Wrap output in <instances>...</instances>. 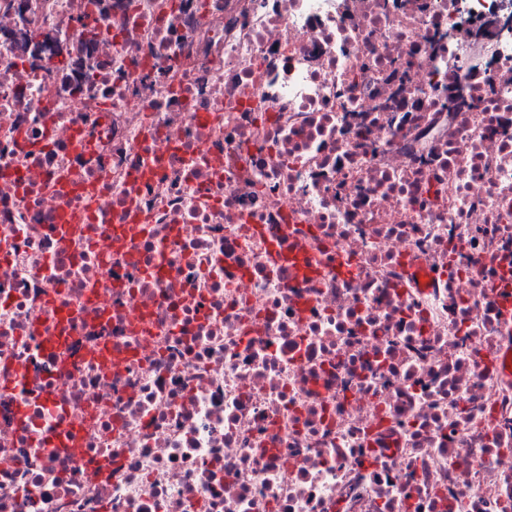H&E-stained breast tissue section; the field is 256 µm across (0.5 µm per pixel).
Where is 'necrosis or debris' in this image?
<instances>
[{
	"instance_id": "1",
	"label": "necrosis or debris",
	"mask_w": 512,
	"mask_h": 512,
	"mask_svg": "<svg viewBox=\"0 0 512 512\" xmlns=\"http://www.w3.org/2000/svg\"><path fill=\"white\" fill-rule=\"evenodd\" d=\"M91 7L0 0V512H512V0Z\"/></svg>"
}]
</instances>
